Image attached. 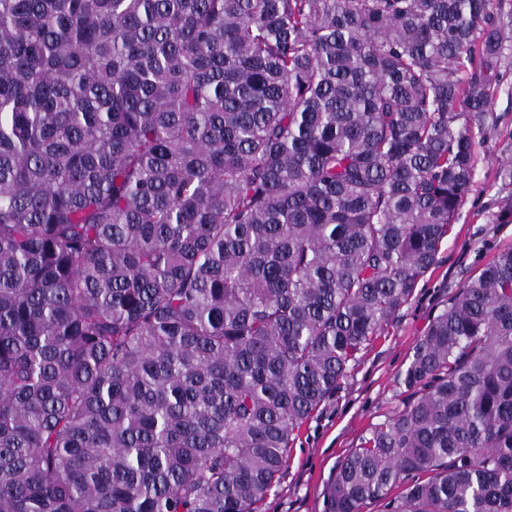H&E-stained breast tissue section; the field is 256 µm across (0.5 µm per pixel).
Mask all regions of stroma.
<instances>
[{
  "mask_svg": "<svg viewBox=\"0 0 512 512\" xmlns=\"http://www.w3.org/2000/svg\"><path fill=\"white\" fill-rule=\"evenodd\" d=\"M485 136L476 138L473 190L445 240L439 263L420 282L384 336L363 352L332 395L304 423L288 464L259 512H324V495L341 459L374 427L401 408L408 394L401 374L431 318L477 270L512 247V73L496 92Z\"/></svg>",
  "mask_w": 512,
  "mask_h": 512,
  "instance_id": "stroma-1",
  "label": "stroma"
}]
</instances>
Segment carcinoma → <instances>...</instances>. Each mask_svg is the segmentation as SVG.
Segmentation results:
<instances>
[{
    "instance_id": "1",
    "label": "carcinoma",
    "mask_w": 512,
    "mask_h": 512,
    "mask_svg": "<svg viewBox=\"0 0 512 512\" xmlns=\"http://www.w3.org/2000/svg\"><path fill=\"white\" fill-rule=\"evenodd\" d=\"M493 0H0V512H257L472 191ZM326 512H512V248Z\"/></svg>"
}]
</instances>
